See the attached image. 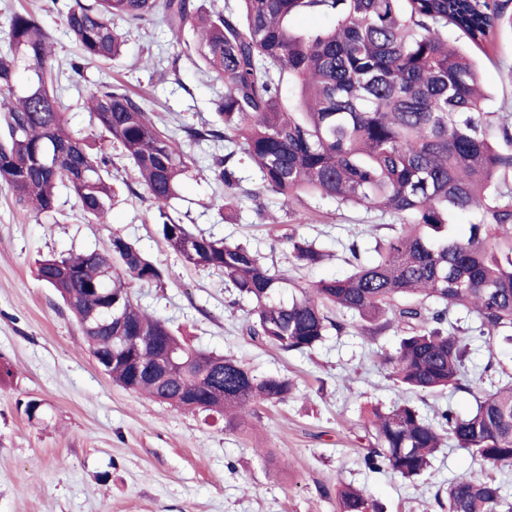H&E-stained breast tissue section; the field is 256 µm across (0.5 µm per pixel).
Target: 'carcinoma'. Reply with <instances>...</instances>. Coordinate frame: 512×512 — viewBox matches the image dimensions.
<instances>
[{
  "mask_svg": "<svg viewBox=\"0 0 512 512\" xmlns=\"http://www.w3.org/2000/svg\"><path fill=\"white\" fill-rule=\"evenodd\" d=\"M301 12L334 24L300 32L288 24ZM119 17L140 27L161 18L178 35L194 36L198 70L224 85L219 125L189 128L192 141L222 140L213 180L223 212L242 190L234 156L261 173L263 188L290 205L304 194L396 216L399 228L377 244L378 258L356 263L344 277L298 286L259 252L193 233L169 215L195 159L159 125L143 100L120 83L87 91L96 125L139 174L167 246L186 264L224 274L252 303L246 331L283 352L304 353L343 325L345 310L401 333L385 357L393 379L411 393L466 388V362L476 339L512 345V122L485 110L476 61L448 42V32L484 52L504 27L512 0H71L63 23L82 62L119 60L126 34ZM52 37L40 17L14 11L7 49L0 50V186L36 215L55 209L69 188L83 217L107 224L115 199L109 159L73 134L53 90ZM293 95L283 96L285 84ZM461 214L469 236L456 235ZM301 266L324 254L305 239L284 236ZM37 277L76 317L94 358L112 381L173 409H202L236 429L257 406L288 401L286 376L257 377L240 361L193 350L161 318L134 304L128 282L160 283L163 270L120 235L102 252L45 257ZM112 307V322L89 313ZM475 320L468 335L451 318ZM121 336L131 340L123 342ZM173 356L160 382L139 365ZM475 396L471 413L425 417L409 400L371 409L374 444L364 458L405 480L428 471L445 439L492 469L512 467V374ZM339 512H376L368 490L342 484ZM447 512H512L491 479L463 473L448 482Z\"/></svg>",
  "mask_w": 512,
  "mask_h": 512,
  "instance_id": "cac0c4a2",
  "label": "carcinoma"
}]
</instances>
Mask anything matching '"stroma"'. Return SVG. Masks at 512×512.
<instances>
[{"label": "stroma", "mask_w": 512, "mask_h": 512, "mask_svg": "<svg viewBox=\"0 0 512 512\" xmlns=\"http://www.w3.org/2000/svg\"><path fill=\"white\" fill-rule=\"evenodd\" d=\"M69 0H0V34L8 15L24 7L44 21L63 73L57 94L70 128L93 135L111 160L120 189L111 221L91 224L75 196L61 191L54 212L34 215L0 187V512H338L336 486L367 488L380 512H442L438 490L461 473L494 474L512 501V467H488L446 444L431 474L408 482L390 471L366 467L372 444L364 423L370 406H391L402 396L383 360L398 342L395 330L362 335L358 318L340 314L343 332H329L314 350L284 353L246 335L248 302L228 288L223 273L183 263L168 249L139 176L105 133L95 129L85 91L119 81L137 93L196 160L180 186L173 215L205 236L247 244L272 269L298 285L346 275L350 244L374 259L377 239L392 235L395 216L334 201L305 199L296 214L265 191L258 171L242 163L239 175L252 198H239L235 220L210 207L222 186L203 175L223 146L187 140L185 128L214 120L221 82L202 76L180 52L191 31L174 36L162 21L131 29L124 60L91 63L67 71L80 50L62 18ZM151 53L177 61L178 75L134 68ZM479 78L491 112L512 113V32L501 31L491 57H479ZM276 216L268 223L262 212ZM316 241L331 260L298 268L283 240L288 232ZM122 236L159 264L161 283H132V298L163 318L191 346L241 361L258 376H287L296 390L285 403L259 406L244 426L226 429L224 419L199 410H176L112 382L88 351L82 330L66 305L36 275L37 260L106 249ZM512 368V346L478 340L464 391L420 393L413 401L428 418L442 411L468 414L474 393L491 389L499 376L487 362ZM37 402L28 416V402Z\"/></svg>", "instance_id": "1"}]
</instances>
